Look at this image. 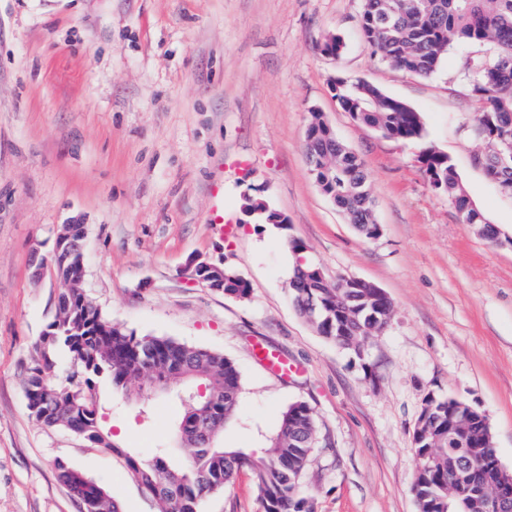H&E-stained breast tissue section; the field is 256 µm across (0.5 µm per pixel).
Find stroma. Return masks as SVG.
I'll return each mask as SVG.
<instances>
[{
	"instance_id": "1",
	"label": "stroma",
	"mask_w": 512,
	"mask_h": 512,
	"mask_svg": "<svg viewBox=\"0 0 512 512\" xmlns=\"http://www.w3.org/2000/svg\"><path fill=\"white\" fill-rule=\"evenodd\" d=\"M361 0H0V512H80L63 459L110 489L121 512H157L124 453L176 443L174 396L103 391L116 451L29 413L24 384L56 312L51 259L61 225L83 224V289L104 318L224 354L239 367L228 448L263 452L303 401L317 421L306 485L312 512H417L413 429L427 394L486 415L512 471V246L491 245L431 190L420 145L386 138L337 105L332 77L364 80L420 112L425 142L512 237V197L473 161L469 70L491 45L450 49L415 77L378 62L358 32ZM339 35V55L322 50ZM361 160L378 237L321 194L304 155L312 111ZM266 201L287 228L246 213ZM234 225L224 237L214 215ZM298 239L328 281L383 289L392 318L359 358L318 334L292 301ZM224 261L243 298L191 280V258ZM263 341L302 371L255 359ZM249 471L201 512H259Z\"/></svg>"
}]
</instances>
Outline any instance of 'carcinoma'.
Here are the masks:
<instances>
[{
	"label": "carcinoma",
	"instance_id": "1",
	"mask_svg": "<svg viewBox=\"0 0 512 512\" xmlns=\"http://www.w3.org/2000/svg\"><path fill=\"white\" fill-rule=\"evenodd\" d=\"M359 31L374 58L417 77L434 74L454 44L490 43L497 47L492 62H481L473 69L479 108L470 134L481 148L479 160L486 174L512 196V0H362ZM330 88L343 111L382 136L402 142L423 140L421 114L378 87L338 77L330 80ZM304 152L314 181L327 193H336V207L365 237L378 236L380 228L363 165L354 152L333 138L320 112L312 113ZM419 161L431 189L448 197L462 223L477 225L494 246L512 243L511 238L502 239L499 230L473 207L447 155L425 145ZM288 246L297 259L292 290L298 311L304 316L316 311L318 333L361 356L359 347L342 337L347 335L351 317L365 322L369 314L366 305L371 303L376 285L366 282L354 288H321L306 275L312 264L298 263L305 256V244L292 239ZM247 291L248 284L237 270L224 267L223 293L237 296ZM309 297L315 301L313 310L303 305ZM62 352L71 365L66 382L56 383L51 373ZM146 375L165 389L191 388L192 394L181 397L185 412L175 424L179 433L210 419L224 423L236 413L241 374L234 361L172 338L138 336L105 319L86 298L82 284L64 287L55 317L40 336L37 358L29 368L27 408L46 426L69 430L116 452L118 446L103 424L98 389L109 384L128 395L140 394L141 379ZM200 386L205 390L203 396L197 395ZM461 403L453 397H435L428 441L438 438L443 444L414 446L417 477L412 491L419 512H482L484 500L492 493L490 484L482 481L467 490L448 484L451 468L466 464L480 472L495 454L483 422L478 420L463 432L461 444L448 446L450 412ZM316 428L309 406L296 402L283 412L278 431L260 456L243 448H226L216 439L191 444L183 462L173 460L167 448L157 449L150 460L133 451L124 455L131 477L158 501V512H199L207 494L224 489L244 469L258 491L261 512H310L304 476L311 449L300 443L299 436ZM55 467L69 488L84 487L75 495L80 512H120L106 487L60 458Z\"/></svg>",
	"mask_w": 512,
	"mask_h": 512
}]
</instances>
